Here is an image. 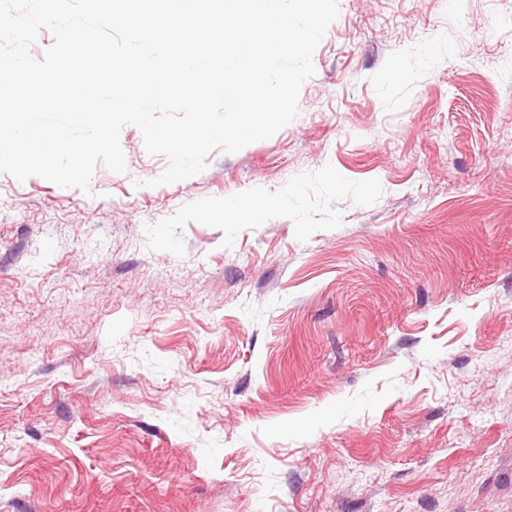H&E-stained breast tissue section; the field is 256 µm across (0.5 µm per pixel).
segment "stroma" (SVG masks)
Segmentation results:
<instances>
[{"label": "stroma", "mask_w": 512, "mask_h": 512, "mask_svg": "<svg viewBox=\"0 0 512 512\" xmlns=\"http://www.w3.org/2000/svg\"><path fill=\"white\" fill-rule=\"evenodd\" d=\"M313 64L185 180L0 172V512H512V6L339 0Z\"/></svg>", "instance_id": "35a3bbf8"}]
</instances>
